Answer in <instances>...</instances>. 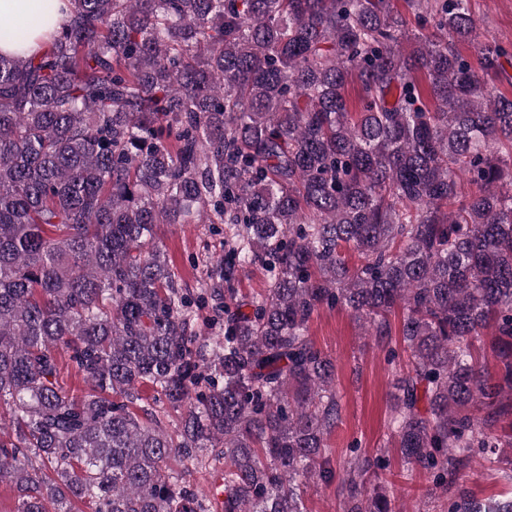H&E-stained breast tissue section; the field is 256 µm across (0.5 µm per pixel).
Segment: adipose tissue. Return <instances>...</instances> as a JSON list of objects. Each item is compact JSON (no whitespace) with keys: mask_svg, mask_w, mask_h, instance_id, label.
I'll return each mask as SVG.
<instances>
[{"mask_svg":"<svg viewBox=\"0 0 512 512\" xmlns=\"http://www.w3.org/2000/svg\"><path fill=\"white\" fill-rule=\"evenodd\" d=\"M58 8L51 17L40 20L36 17L38 6L35 0H0V23L16 24L28 22V35L23 42L16 43L0 39V54L32 56L45 53L51 46L55 30L68 20L70 0H57Z\"/></svg>","mask_w":512,"mask_h":512,"instance_id":"obj_1","label":"adipose tissue"}]
</instances>
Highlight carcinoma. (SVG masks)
I'll return each mask as SVG.
<instances>
[{
	"instance_id": "cac0c4a2",
	"label": "carcinoma",
	"mask_w": 512,
	"mask_h": 512,
	"mask_svg": "<svg viewBox=\"0 0 512 512\" xmlns=\"http://www.w3.org/2000/svg\"><path fill=\"white\" fill-rule=\"evenodd\" d=\"M71 2L45 54L0 55V483L15 512H305L302 480L324 477L342 414L308 333L325 305L386 337L402 308L391 439L409 471L446 494L474 455L498 463L512 48L481 38L470 0H403L412 34L394 0ZM203 221L231 225L232 262L205 272L218 307L238 269L273 272L208 339L155 235ZM487 330L494 374L475 345ZM64 352L88 391L66 387ZM160 405L183 409L177 435ZM204 450L224 461L215 506L190 479ZM371 468L350 464L346 512H393ZM448 512L512 499L459 489Z\"/></svg>"
}]
</instances>
